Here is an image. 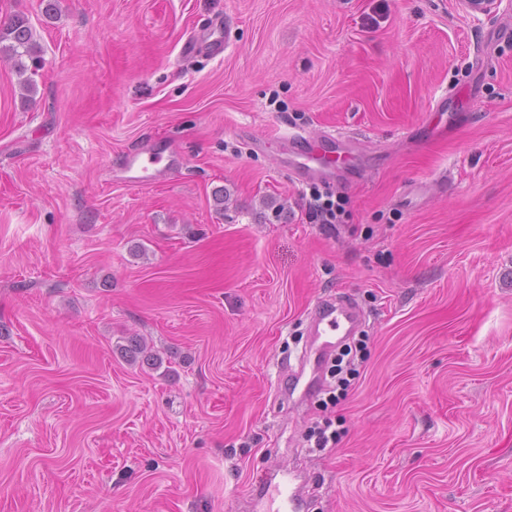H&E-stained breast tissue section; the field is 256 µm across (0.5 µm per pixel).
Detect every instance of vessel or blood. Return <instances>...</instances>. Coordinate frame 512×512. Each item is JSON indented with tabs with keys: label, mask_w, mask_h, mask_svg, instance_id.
<instances>
[{
	"label": "vessel or blood",
	"mask_w": 512,
	"mask_h": 512,
	"mask_svg": "<svg viewBox=\"0 0 512 512\" xmlns=\"http://www.w3.org/2000/svg\"><path fill=\"white\" fill-rule=\"evenodd\" d=\"M229 22L218 19L211 31L203 37H194L184 45L186 54L206 51L214 55L224 50L225 35ZM288 140L289 169L295 179L301 182L321 176L335 169L340 152L338 135L327 133L320 136L310 134H291ZM160 158L155 154L131 151L121 160L125 172L130 173L131 183L141 185L150 176V170L159 164ZM314 321L316 346L309 352L306 362L310 367L311 377H318L334 346L336 335H350L354 332L358 314L352 305L346 303L320 302L311 310ZM293 481L291 473L281 474L275 488L282 498L284 512H301L302 504L289 490Z\"/></svg>",
	"instance_id": "b4317fda"
}]
</instances>
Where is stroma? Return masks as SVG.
<instances>
[{"instance_id": "35a3bbf8", "label": "stroma", "mask_w": 512, "mask_h": 512, "mask_svg": "<svg viewBox=\"0 0 512 512\" xmlns=\"http://www.w3.org/2000/svg\"><path fill=\"white\" fill-rule=\"evenodd\" d=\"M44 7L0 0L39 56L29 94L0 59V512H274L282 470L310 512H512V0ZM295 132L359 139L337 230ZM322 299L366 347L319 452L286 393ZM229 22L225 19H218L211 31L203 37H194L184 45V52L188 55L201 51H207L213 55H220L224 51L225 37L229 29ZM162 158L154 153H145L131 151L125 154L121 160V166L126 173L139 172V175H130L128 178L131 183L141 185L151 176L149 170L161 162ZM302 207L305 217L310 224H328L335 228L334 224H343L346 199L342 195L323 193L316 185L309 187V193L301 194Z\"/></svg>"}]
</instances>
